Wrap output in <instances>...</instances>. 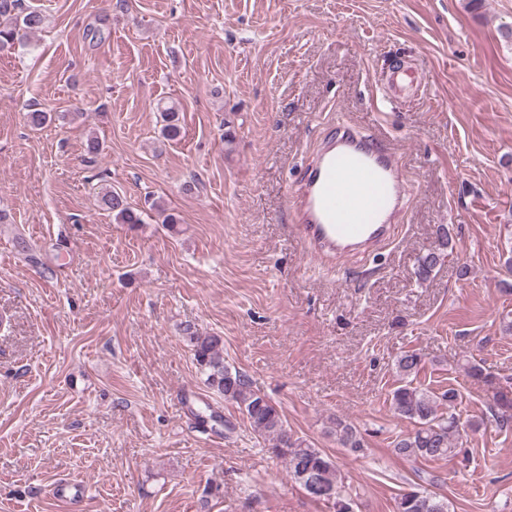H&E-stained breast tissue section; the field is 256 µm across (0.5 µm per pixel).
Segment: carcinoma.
Wrapping results in <instances>:
<instances>
[{
	"instance_id": "cac0c4a2",
	"label": "carcinoma",
	"mask_w": 512,
	"mask_h": 512,
	"mask_svg": "<svg viewBox=\"0 0 512 512\" xmlns=\"http://www.w3.org/2000/svg\"><path fill=\"white\" fill-rule=\"evenodd\" d=\"M19 0H0V48L23 42L25 34L40 29L44 16L36 11L16 13ZM164 115L162 135L169 141L181 137L178 116L172 107L161 109ZM101 203L112 212L119 224H140L141 215L128 206L116 191H108ZM437 248L421 257L415 271L418 280L430 278L435 268L447 256L448 227L436 231ZM194 360L206 376L207 386L234 405L260 438L268 453L285 462L289 477L300 484L318 502L333 500L331 512H354V500L345 494L336 463L310 440L288 431L286 421L277 406L254 387L243 372L224 364L223 338L187 332ZM417 352H406L396 360V371L402 385L393 390L390 405L400 416L414 425L411 433L393 442V453L406 459L448 460L461 452L462 435L459 419L453 414L458 393L450 388L436 395L413 384L412 376L421 368ZM468 377L496 387L494 401L496 421L507 426L512 423V394L499 390V379L469 361L463 365ZM334 434L339 445L351 453L365 448V441L356 426L340 419L334 421ZM396 512H450L448 501L418 490L405 491L396 498Z\"/></svg>"
}]
</instances>
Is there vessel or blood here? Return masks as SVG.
I'll list each match as a JSON object with an SVG mask.
<instances>
[{
	"instance_id": "b4317fda",
	"label": "vessel or blood",
	"mask_w": 512,
	"mask_h": 512,
	"mask_svg": "<svg viewBox=\"0 0 512 512\" xmlns=\"http://www.w3.org/2000/svg\"><path fill=\"white\" fill-rule=\"evenodd\" d=\"M401 168L400 154L384 139L349 123L330 129L287 191L308 253L341 265L394 237L410 200Z\"/></svg>"
}]
</instances>
